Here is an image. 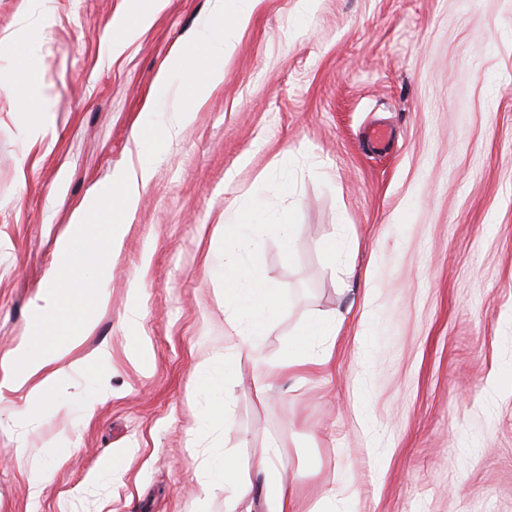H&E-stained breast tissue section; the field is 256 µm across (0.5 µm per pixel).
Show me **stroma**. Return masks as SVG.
Wrapping results in <instances>:
<instances>
[{
	"label": "stroma",
	"mask_w": 512,
	"mask_h": 512,
	"mask_svg": "<svg viewBox=\"0 0 512 512\" xmlns=\"http://www.w3.org/2000/svg\"><path fill=\"white\" fill-rule=\"evenodd\" d=\"M129 3L45 0L28 37L27 0H0V75L35 76L43 96L31 112L0 93V358L50 272L69 269L56 241L72 211L112 172L154 166L103 273L107 304L77 301L94 330L64 357L79 368L57 407L24 423L23 393L0 392V512H225L223 489L199 496L203 471L229 453L261 483L254 452L278 438L286 475L308 470L303 512L343 484V512H512V0H262L223 85L142 155L132 134L156 75L210 3L161 0L105 62ZM36 122L50 132L34 142ZM255 207L298 235L291 249L259 233L245 259L274 279L266 357L348 313L331 374L274 376L264 406L247 358L195 373L224 348V216ZM339 235L356 248L335 257ZM138 340L142 365L128 359ZM102 345L111 365L81 366ZM17 446L25 465L7 456ZM57 448L66 465L30 497L29 467ZM18 30L22 32H38L45 27L46 16L42 1L28 0L27 9L20 15Z\"/></svg>",
	"instance_id": "1"
}]
</instances>
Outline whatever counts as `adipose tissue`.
Returning <instances> with one entry per match:
<instances>
[{"mask_svg":"<svg viewBox=\"0 0 512 512\" xmlns=\"http://www.w3.org/2000/svg\"><path fill=\"white\" fill-rule=\"evenodd\" d=\"M261 0H210L211 8L202 20L197 35L185 55L167 61L156 77V98L177 115L176 122L161 124L155 108H145L139 130L133 135L137 150H144L145 131L158 132L160 138L172 141L191 124L212 92L224 83V58L232 46L234 34L245 28ZM202 58L207 62L202 78L193 80L187 93L171 89V75L185 71L188 61ZM153 169L142 162L129 166L115 176L109 185L97 191L85 206L75 210L69 231L58 242L59 253L66 258L86 253L93 266L111 264L112 255L122 245L125 235L124 215L135 211L142 189L151 181ZM114 215L102 233L101 243L86 249L84 237L88 226L99 223L104 215ZM254 213L238 211L227 217L224 224V346L225 358L245 357L253 362L258 373L254 390L259 401H266L270 378L281 372L304 375L313 370L324 371L332 364L336 334L345 316L337 312L321 317L312 325L302 327L299 347L277 361L266 360L257 341L260 330L274 317L276 306L269 298L271 281L254 277L246 268L244 255L256 247L254 237L242 229L253 223ZM90 288L98 303H105L104 280L89 273L79 277H53L37 297L36 313L30 334L9 357L0 359V386L11 391H25L27 405L18 412V419L37 417L55 403L56 396L69 374L60 361L66 351L79 346L94 328L92 320L66 303L74 289ZM282 445L273 440L260 448L255 470L263 476L261 485L242 477L233 457L204 476L199 484L201 494H208L214 485L224 487L225 512H297V479L286 480Z\"/></svg>","mask_w":512,"mask_h":512,"instance_id":"ef3b65f1","label":"adipose tissue"}]
</instances>
